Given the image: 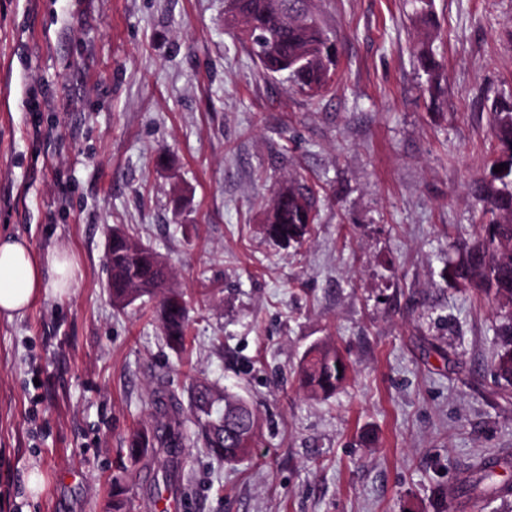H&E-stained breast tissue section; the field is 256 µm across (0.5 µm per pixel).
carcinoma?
I'll return each instance as SVG.
<instances>
[{
  "label": "carcinoma",
  "instance_id": "obj_1",
  "mask_svg": "<svg viewBox=\"0 0 512 512\" xmlns=\"http://www.w3.org/2000/svg\"><path fill=\"white\" fill-rule=\"evenodd\" d=\"M308 0H230L224 18L226 26L235 30L251 56L270 74L285 73L300 92L318 97L333 84L337 61L336 44ZM415 14L425 25L435 23L430 0H414ZM424 72L436 79L439 62L433 47L418 51ZM492 140L494 157L490 167L506 168L490 172L489 179L473 182V194L481 204L484 221L478 225L477 241L456 248L457 257L450 262L454 278L465 288L501 304L506 308L500 327L502 349L494 364L497 378L512 384V99L501 98L492 105ZM318 217L316 192L302 181L279 187L266 213V234L274 242L288 246L301 245L310 234ZM109 273L106 288L112 305L124 309L134 301L163 293L160 321L169 345L182 350L187 334L189 309L183 294L167 285L169 271L158 253L140 245L120 228L112 229L110 253L105 255ZM348 364L343 353L326 342L313 344L304 354L300 380L304 389L315 396L336 392L347 377ZM217 398L206 384L192 390V418L169 417L167 428L176 435L171 441L164 435L155 437L162 448L193 446L192 424L203 437L204 447L226 462L239 461L250 454L243 440L255 436L257 417L243 397L224 393V411L213 412ZM149 447L142 433L131 435L128 455L141 456ZM512 468L508 457L492 458L481 463L466 486L469 492L484 496L501 490L499 471Z\"/></svg>",
  "mask_w": 512,
  "mask_h": 512
}]
</instances>
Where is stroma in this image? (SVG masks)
I'll use <instances>...</instances> for the list:
<instances>
[{
    "label": "stroma",
    "instance_id": "1",
    "mask_svg": "<svg viewBox=\"0 0 512 512\" xmlns=\"http://www.w3.org/2000/svg\"><path fill=\"white\" fill-rule=\"evenodd\" d=\"M315 3L338 56L313 100L225 27L227 0H0V234L65 242L83 272L69 301L0 322V512H112L117 479L131 512L170 486L178 512H512L464 491L512 452L500 308L447 277L512 94V0H433L436 101L409 0ZM294 177L322 190L298 249L262 222ZM116 224L168 261L184 351L155 301L113 308ZM320 341L349 364L327 399L297 376ZM195 382L253 406L251 454L128 458L131 433L190 415Z\"/></svg>",
    "mask_w": 512,
    "mask_h": 512
}]
</instances>
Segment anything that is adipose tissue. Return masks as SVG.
Here are the masks:
<instances>
[{"label": "adipose tissue", "instance_id": "ef3b65f1", "mask_svg": "<svg viewBox=\"0 0 512 512\" xmlns=\"http://www.w3.org/2000/svg\"><path fill=\"white\" fill-rule=\"evenodd\" d=\"M81 277L80 266L64 244L39 254L26 239L0 238V319L23 316L43 296L69 298Z\"/></svg>", "mask_w": 512, "mask_h": 512}]
</instances>
